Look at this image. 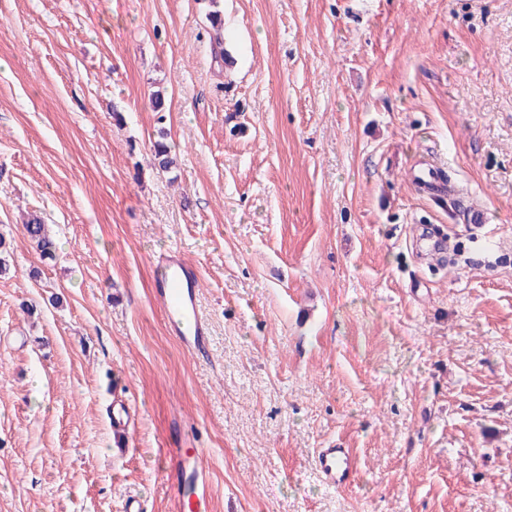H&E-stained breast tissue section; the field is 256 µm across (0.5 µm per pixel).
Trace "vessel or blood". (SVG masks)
I'll return each instance as SVG.
<instances>
[{"label":"vessel or blood","instance_id":"b4317fda","mask_svg":"<svg viewBox=\"0 0 512 512\" xmlns=\"http://www.w3.org/2000/svg\"><path fill=\"white\" fill-rule=\"evenodd\" d=\"M163 266L155 293L167 313L170 331L189 351L197 354L206 352L210 344V327L198 309L199 270L177 252L168 254ZM316 467L328 485L338 488L350 486L357 471V463L347 448L319 449ZM171 485L177 494L187 495L195 507L205 506L209 483L201 451H194L183 458L180 471Z\"/></svg>","mask_w":512,"mask_h":512}]
</instances>
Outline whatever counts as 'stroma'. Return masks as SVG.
Wrapping results in <instances>:
<instances>
[{
    "label": "stroma",
    "mask_w": 512,
    "mask_h": 512,
    "mask_svg": "<svg viewBox=\"0 0 512 512\" xmlns=\"http://www.w3.org/2000/svg\"><path fill=\"white\" fill-rule=\"evenodd\" d=\"M0 235V512H512V0H0ZM23 228L31 242L35 243L43 257H53V242L49 224H44L38 215H32ZM165 268L156 282L155 293L164 307L171 333L196 354L207 351L210 327L199 313V270L178 252L162 261ZM202 451H194L187 454L182 460V465L175 479H169L171 486L176 489L178 499L184 500L187 497L194 503L196 510L205 507L209 491L207 471L202 465ZM189 486L188 494H185V487ZM316 467L328 485L338 488L350 486L357 471V463L350 448L319 449Z\"/></svg>",
    "instance_id": "35a3bbf8"
}]
</instances>
